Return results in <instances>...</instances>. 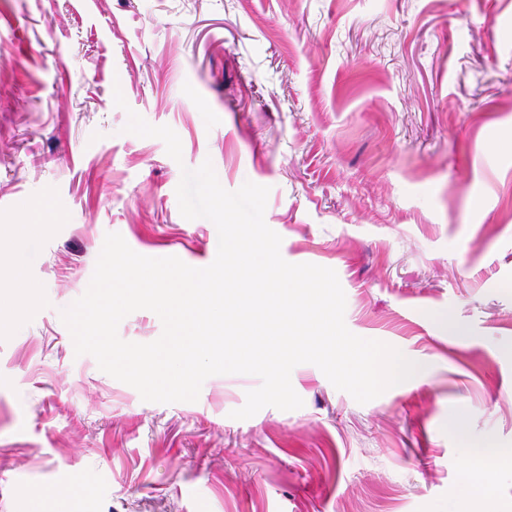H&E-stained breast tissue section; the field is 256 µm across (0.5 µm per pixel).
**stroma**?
Here are the masks:
<instances>
[{"label": "stroma", "instance_id": "35a3bbf8", "mask_svg": "<svg viewBox=\"0 0 512 512\" xmlns=\"http://www.w3.org/2000/svg\"><path fill=\"white\" fill-rule=\"evenodd\" d=\"M207 160L269 187L283 259L335 270L409 381L361 404L303 363V407L236 420L256 376L146 402L76 355L60 313L106 234L214 261L176 196ZM27 203L41 303L0 331V512H444L460 438L512 450V0H0V230Z\"/></svg>", "mask_w": 512, "mask_h": 512}]
</instances>
